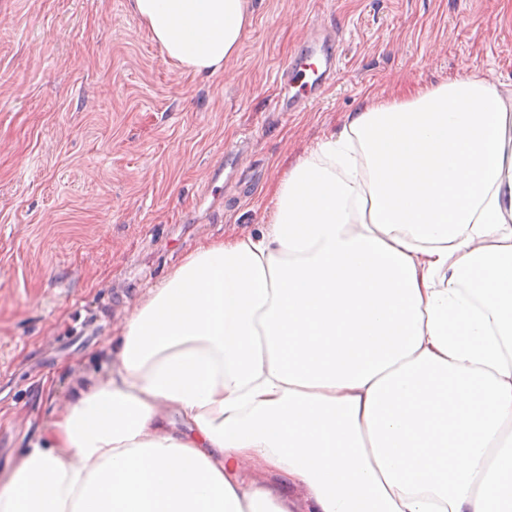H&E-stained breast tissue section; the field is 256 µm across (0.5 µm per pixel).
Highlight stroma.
<instances>
[{
    "label": "stroma",
    "mask_w": 512,
    "mask_h": 512,
    "mask_svg": "<svg viewBox=\"0 0 512 512\" xmlns=\"http://www.w3.org/2000/svg\"><path fill=\"white\" fill-rule=\"evenodd\" d=\"M232 80L180 72L129 0H0V473L102 374L105 343L201 243L257 231L287 162L385 100L512 89L506 0H252ZM334 82L277 112L315 36Z\"/></svg>",
    "instance_id": "obj_1"
}]
</instances>
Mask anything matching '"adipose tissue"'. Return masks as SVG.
I'll use <instances>...</instances> for the list:
<instances>
[{"label": "adipose tissue", "instance_id": "ef3b65f1", "mask_svg": "<svg viewBox=\"0 0 512 512\" xmlns=\"http://www.w3.org/2000/svg\"><path fill=\"white\" fill-rule=\"evenodd\" d=\"M184 72L250 0H132ZM198 246L0 476V512H512V90L363 103Z\"/></svg>", "mask_w": 512, "mask_h": 512}]
</instances>
